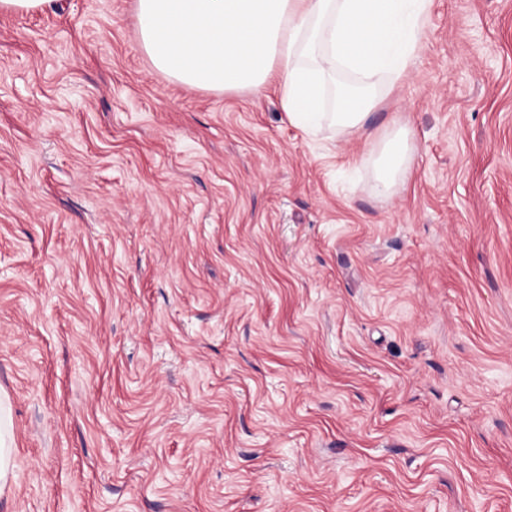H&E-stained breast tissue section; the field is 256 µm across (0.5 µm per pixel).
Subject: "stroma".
Wrapping results in <instances>:
<instances>
[{
	"instance_id": "35a3bbf8",
	"label": "stroma",
	"mask_w": 512,
	"mask_h": 512,
	"mask_svg": "<svg viewBox=\"0 0 512 512\" xmlns=\"http://www.w3.org/2000/svg\"><path fill=\"white\" fill-rule=\"evenodd\" d=\"M155 70L136 0L0 15V512H512V0L371 113ZM367 139L373 158V189L382 197H390L413 162L414 138L406 127L395 126L369 133ZM9 434V422L3 414L2 404L0 407V492L8 482L11 473V445L7 443Z\"/></svg>"
}]
</instances>
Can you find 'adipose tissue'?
Masks as SVG:
<instances>
[{"label":"adipose tissue","instance_id":"obj_1","mask_svg":"<svg viewBox=\"0 0 512 512\" xmlns=\"http://www.w3.org/2000/svg\"><path fill=\"white\" fill-rule=\"evenodd\" d=\"M140 42L153 66L200 89L258 90L277 79L289 121L308 135L332 122L366 133L373 189L395 193L416 154L404 127L367 133L378 82L405 79L422 49L432 0H136ZM359 90L326 99L333 74Z\"/></svg>","mask_w":512,"mask_h":512}]
</instances>
